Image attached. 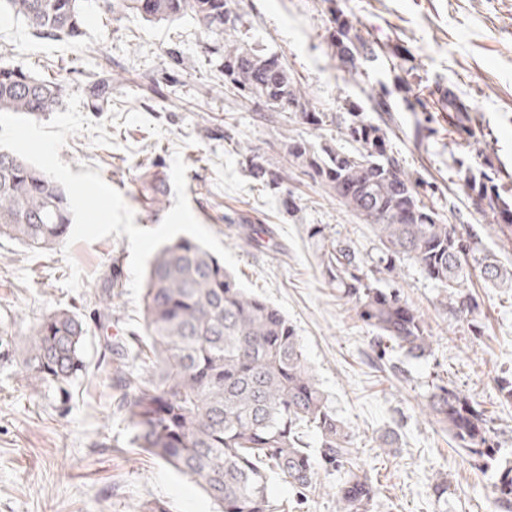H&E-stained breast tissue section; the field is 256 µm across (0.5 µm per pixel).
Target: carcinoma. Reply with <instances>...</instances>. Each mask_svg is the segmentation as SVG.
Here are the masks:
<instances>
[{
	"instance_id": "1",
	"label": "carcinoma",
	"mask_w": 512,
	"mask_h": 512,
	"mask_svg": "<svg viewBox=\"0 0 512 512\" xmlns=\"http://www.w3.org/2000/svg\"><path fill=\"white\" fill-rule=\"evenodd\" d=\"M85 0H0L47 38L80 36ZM122 12L153 22H174L187 14L213 37L215 59L224 63L230 84L246 101L269 112H289L320 129L328 116L301 102V94L281 57L260 46L224 48V32L241 24L232 0H116ZM336 56H373L352 25L336 17ZM58 84L0 64V112L38 119L60 103ZM448 111L468 117V106L453 91L443 98ZM347 149L325 139L315 144L288 138V162L324 186L338 204L375 226L388 270L412 260L443 288L449 309L466 321L477 309L464 292L477 270L487 283L512 288V269L481 246V241L447 224L428 205L387 149L386 131L363 112L348 113ZM249 176L278 189L284 174L254 157ZM512 241V198L464 176ZM73 223L68 196L58 182L11 151L0 150V237L31 251L64 243ZM322 266L330 282L356 300L357 316L375 345L411 359L432 350L431 335L416 309L397 289L368 282L357 252L345 242L322 247ZM143 335L106 348L116 356L113 379L124 390L118 408L132 430L131 445L195 480L218 512H282L270 494L274 479L287 482L301 497L317 489V469L350 463L351 435L320 389L306 362L303 345L288 318L269 302L242 290L224 262L197 241L180 237L163 245L150 262L142 296ZM90 329L76 312L57 309L38 318L21 338L0 336V347L16 345L23 377L69 395L86 371ZM140 365L133 373L129 361ZM428 414L446 430L455 449L474 468L494 466V493L502 512H512V460L500 464L494 418L477 401L436 384L426 400ZM318 436L316 450L305 432ZM377 489L372 480L348 471L338 486L336 512H372Z\"/></svg>"
}]
</instances>
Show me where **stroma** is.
I'll use <instances>...</instances> for the list:
<instances>
[{"mask_svg": "<svg viewBox=\"0 0 512 512\" xmlns=\"http://www.w3.org/2000/svg\"><path fill=\"white\" fill-rule=\"evenodd\" d=\"M244 24L227 44L254 43L278 53L309 108L326 113L314 130L295 119L245 102L211 64L209 34L191 18L153 23L86 0L76 39L34 35L23 18L0 12V60L58 82L81 98L79 110L104 124L106 146L81 132L59 153L73 173L100 171L119 190L141 228L157 227L175 204L174 153L188 167L186 191L195 217L232 251L249 284L271 286L289 301L288 320L309 366L347 424L356 450L351 469L377 487L373 512H500L495 469L479 471L448 434L419 415L434 383L445 381L493 412L498 441L512 449V407L500 404L497 382L512 376V288L475 279L473 323L445 307L444 293L410 260L388 271L371 225L353 217L325 188L288 169L284 186L294 202L285 211L279 191L256 185L246 171L252 156L271 168L283 162L287 137L345 145L350 104L370 110L386 100L392 114L388 146L418 177L426 202L449 224L469 226L502 264L512 244L497 220L468 197L458 174L465 163L490 186L512 193V0H236ZM376 54L350 67L329 37L335 10ZM108 94L97 97L94 85ZM453 89L471 108L458 121L439 102ZM260 233L254 247L247 237ZM349 243L370 282L395 287L423 316L432 351L421 359L397 353L378 359L357 317V304L331 285L320 248ZM82 287L68 290L71 266ZM128 236L75 243L70 251L32 252L0 239V336H23L55 309L89 323L87 369L71 397L28 386L15 364L0 359V512H215L188 477L129 444L118 408L113 359L104 339H130L143 326L141 304L130 297ZM112 289V318L97 301ZM397 436L394 449L380 445ZM445 479L437 497L432 479ZM343 473L320 471L315 494L301 499L283 482L271 492L288 512H336Z\"/></svg>", "mask_w": 512, "mask_h": 512, "instance_id": "obj_1", "label": "stroma"}]
</instances>
